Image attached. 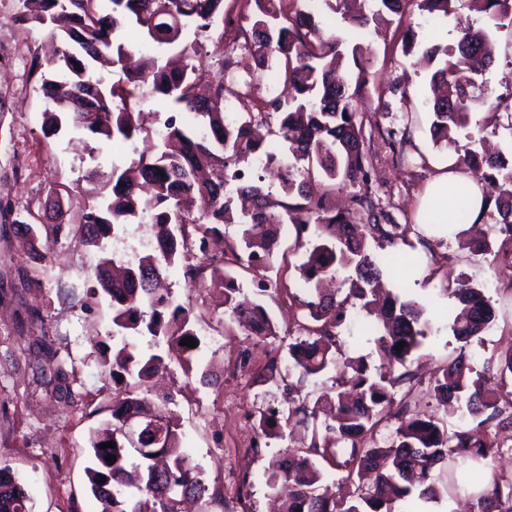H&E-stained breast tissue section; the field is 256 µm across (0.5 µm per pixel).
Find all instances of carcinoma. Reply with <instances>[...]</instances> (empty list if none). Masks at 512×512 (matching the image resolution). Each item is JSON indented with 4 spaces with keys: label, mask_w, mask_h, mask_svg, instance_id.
<instances>
[{
    "label": "carcinoma",
    "mask_w": 512,
    "mask_h": 512,
    "mask_svg": "<svg viewBox=\"0 0 512 512\" xmlns=\"http://www.w3.org/2000/svg\"><path fill=\"white\" fill-rule=\"evenodd\" d=\"M377 9L364 10L361 0H247L251 28L244 33L243 49L252 52L262 69L269 64L276 80L288 86V99L264 101L265 111H253L260 77L249 75L239 95L242 111L228 119L224 100V0H22L18 20L46 31L58 44L48 60L50 75L42 76L39 91L54 109L43 113L44 137L57 135L67 124L109 142L149 135L139 103L148 95L165 103L172 115L164 121L160 148L141 153L126 168L112 164L110 171L93 169L111 186L112 197L103 207L84 205L78 224H57L55 234L71 235L87 246H100L121 224L141 223L150 216L155 228L154 253L127 263L113 274L112 259L104 258L94 271L93 293L109 300L112 339L121 347L112 361H103L112 379L110 419L89 436L93 463L86 468L89 489L99 512H178L179 499L201 497L208 487L201 472L181 451L178 428L167 425L163 446L143 451L126 436L133 416L166 418L172 398L148 396V379L163 358L144 353L127 341L129 336H151L180 344L179 354L190 361L194 349L181 345L186 337L199 342L191 311L174 303L156 288L168 268L184 262L188 286L207 277L224 288V314L248 336L277 339L279 327L261 302L238 300L237 280L224 273V258L212 255L210 241L224 234V225L238 226L232 252L240 264L270 261L279 248L280 228L291 224L294 249L301 252L295 265L305 297L291 303L302 311L295 330L288 331L284 360L288 369L271 366L257 375L265 385L288 382V408L262 412L255 428L262 437H284L285 429L312 418L323 434L313 433L304 450H287L267 466V486L295 480L281 512H398L395 504L416 498L437 502L459 492L475 499L478 512H512V477L485 472L487 460L503 444L492 429L512 427V400L501 396L512 380V346L475 360L470 344L487 332L496 311L484 286L454 280L452 291L462 305L452 322L458 354L429 381V392L448 406L456 403L455 429L410 400L401 398L396 413L399 425L391 439L378 437L387 420L385 406L393 404L396 389L418 383L408 367L414 351L431 335V321L413 296L390 299L382 320L367 324L380 360L371 373L367 358L346 352L343 336L350 301L371 312L382 266L405 270L410 260L400 255L399 244L414 229L398 224L376 206L372 171L365 152L366 113L358 104L373 73L370 49L326 30L320 21L325 9L339 14L354 30L366 29L383 13L404 18L415 7L430 15L453 13L455 0H374ZM485 26L463 30L456 47L421 41L412 26L402 31L406 56H419L433 66L430 83L440 93L427 102L432 114L434 143L457 154L456 167L482 181L484 200L495 201L499 243L476 242V250L492 261L512 266V158L504 153L484 154L482 139L467 133L460 145L457 135L467 129L472 107L488 98L485 73L493 62L492 30L512 28V0H469ZM123 77L114 81L112 73ZM190 112L203 120L205 132L192 137L176 114ZM264 127L283 154L287 174L280 199H269L262 176L255 173L230 184V170L251 157L273 158L257 129ZM392 149L403 148L412 134V117L402 127L386 130ZM358 187L352 207L335 212L326 194L336 188ZM23 229L21 243L39 257L35 225L16 221ZM383 254L375 258L370 246ZM340 270L353 275L349 288L323 292L322 283ZM28 340L33 383L64 408L74 404L73 365L60 356L56 339L20 324ZM404 343L401 351L395 347ZM328 370L338 372L335 394L315 401L295 398L308 378ZM113 442L115 447L101 445ZM138 463L131 464V455ZM116 462H107L108 456ZM343 473L341 482L354 483L367 470L375 473L369 486L338 494L325 483L324 466ZM446 468V481L437 485L433 472ZM30 497L11 468L0 466V512H31Z\"/></svg>",
    "instance_id": "obj_1"
}]
</instances>
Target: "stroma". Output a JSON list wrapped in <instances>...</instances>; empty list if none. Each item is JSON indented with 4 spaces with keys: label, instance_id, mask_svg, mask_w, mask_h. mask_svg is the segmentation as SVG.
<instances>
[{
    "label": "stroma",
    "instance_id": "1",
    "mask_svg": "<svg viewBox=\"0 0 512 512\" xmlns=\"http://www.w3.org/2000/svg\"><path fill=\"white\" fill-rule=\"evenodd\" d=\"M240 5V0H224L225 12L235 17L234 27L225 31V41L233 48L224 72V86L231 94L238 91L240 80L253 66L239 36L240 29L251 26ZM22 9L20 0H0V43H8L12 52L11 63L0 68V101H10L6 107L0 104V462L11 466L30 496L33 512H99L86 487L84 469L90 463L89 434L108 417L105 407L112 382L102 359L112 353V310L105 297L91 300L87 291L101 257H114L119 245L145 254L154 233L148 223L125 224L99 249L76 239L55 238L50 227L78 223L80 202L110 199V189L86 181L87 172L109 170L116 160L130 161L144 145L138 138L101 142L69 129L44 138L41 114L46 104L39 80L46 66V35L41 28L17 22ZM476 18L468 0H456L449 17L414 9L403 23L371 28L359 37L373 52L376 73L358 104L359 111L377 119L384 129L400 127L406 114L414 120L413 144L403 153L393 152L379 136L369 148L376 200L397 223L416 224L420 198L439 165L448 160L447 150L435 147L429 134L431 116L425 105L429 74L403 55L400 26L411 25L419 36L450 45L459 29L474 24ZM495 38L496 57L485 80L502 107L512 109V29L497 31ZM63 185L81 186L83 201L66 198L59 210L49 209V199ZM27 218L40 227L43 259L38 263L19 246L15 235L16 221ZM416 226V232L409 235L413 253L420 260L416 274L403 282L387 271L383 283L386 291L395 295L411 289L433 323L432 335L412 363L420 380L412 395L424 405L431 400L426 383L455 353L449 324L458 302L444 291L447 278L486 285L496 310V330L473 342L472 348L499 351L512 345V268H490L483 255L457 238L427 250L421 240L431 237L433 229L426 224ZM292 243L291 236H284L270 263L249 269L242 268L232 253L224 255L225 272L237 278L245 295H254L263 284L281 288L278 300L269 301L268 307L284 332L292 328L295 318V309L284 293L285 288L297 285ZM165 285L178 303L191 307L198 316L201 343L191 358L190 370H183L177 360H168L154 390L173 395L170 410L180 424L182 448L200 469L205 484L219 488L244 432L239 406H248L253 412L286 406L288 392L283 386L258 385L253 376L274 358L278 344L271 340L257 345L235 326L218 329L224 316L220 289L208 284L188 287L181 267L167 271ZM22 321L33 329L48 331L56 338L61 356L72 360L74 408L63 409L35 389L22 354L25 342L18 332ZM312 430V424L297 425L290 439H269L252 455L245 469L249 486L244 512H272L265 475L268 463L284 447L297 449L309 443Z\"/></svg>",
    "mask_w": 512,
    "mask_h": 512
}]
</instances>
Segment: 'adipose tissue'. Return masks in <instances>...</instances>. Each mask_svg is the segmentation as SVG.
I'll list each match as a JSON object with an SVG mask.
<instances>
[{"mask_svg": "<svg viewBox=\"0 0 512 512\" xmlns=\"http://www.w3.org/2000/svg\"><path fill=\"white\" fill-rule=\"evenodd\" d=\"M452 186L457 188L464 200L470 219H479L483 212V193L477 182L465 173L452 168L440 170L426 190L423 206L431 209L435 204H442L445 226L440 234L446 238L454 237L460 228L459 223L454 219V205L447 200L448 189Z\"/></svg>", "mask_w": 512, "mask_h": 512, "instance_id": "obj_1", "label": "adipose tissue"}]
</instances>
